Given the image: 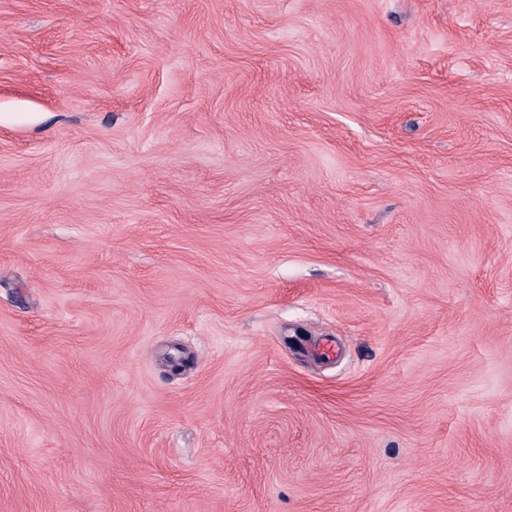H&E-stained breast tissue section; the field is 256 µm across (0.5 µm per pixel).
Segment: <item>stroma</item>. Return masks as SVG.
Returning <instances> with one entry per match:
<instances>
[{
    "mask_svg": "<svg viewBox=\"0 0 512 512\" xmlns=\"http://www.w3.org/2000/svg\"><path fill=\"white\" fill-rule=\"evenodd\" d=\"M0 512H512V0H0Z\"/></svg>",
    "mask_w": 512,
    "mask_h": 512,
    "instance_id": "1",
    "label": "stroma"
}]
</instances>
